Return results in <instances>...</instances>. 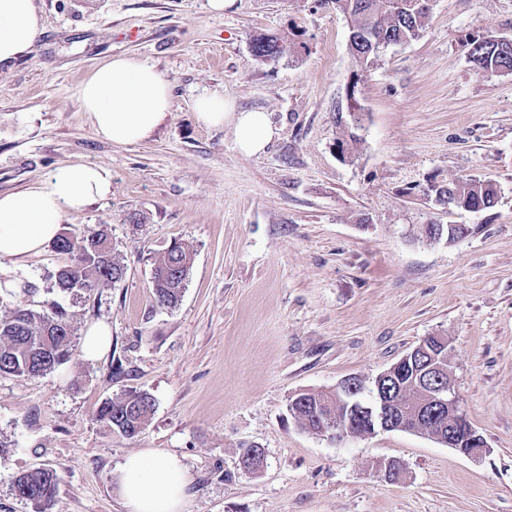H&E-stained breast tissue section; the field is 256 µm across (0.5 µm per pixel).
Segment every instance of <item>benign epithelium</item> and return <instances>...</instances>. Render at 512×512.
<instances>
[{"instance_id":"benign-epithelium-1","label":"benign epithelium","mask_w":512,"mask_h":512,"mask_svg":"<svg viewBox=\"0 0 512 512\" xmlns=\"http://www.w3.org/2000/svg\"><path fill=\"white\" fill-rule=\"evenodd\" d=\"M411 374V383L401 381ZM450 372L448 341L433 336L416 346L398 366L371 380L348 377L323 392L318 434L341 441L346 437L369 436L412 424L415 433H428L426 421L448 415V436L437 440L450 446L463 442L460 399L453 384H441L442 373Z\"/></svg>"}]
</instances>
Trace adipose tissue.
Returning a JSON list of instances; mask_svg holds the SVG:
<instances>
[{"instance_id": "1", "label": "adipose tissue", "mask_w": 512, "mask_h": 512, "mask_svg": "<svg viewBox=\"0 0 512 512\" xmlns=\"http://www.w3.org/2000/svg\"><path fill=\"white\" fill-rule=\"evenodd\" d=\"M39 30L35 0H0V63L29 51ZM81 101L98 136L133 144L166 117L171 87L154 67L120 56L89 74ZM196 111L205 125L231 124L244 154L263 151L273 137L265 112L238 109L223 97L198 98ZM111 192L110 172L84 164L56 167L41 184L0 195V258L20 263L37 255L58 236L66 214ZM187 485L178 461L154 451L131 453L120 466L118 494L128 512H180Z\"/></svg>"}]
</instances>
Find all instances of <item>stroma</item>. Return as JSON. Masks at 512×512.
Here are the masks:
<instances>
[{"label":"stroma","instance_id":"obj_1","mask_svg":"<svg viewBox=\"0 0 512 512\" xmlns=\"http://www.w3.org/2000/svg\"><path fill=\"white\" fill-rule=\"evenodd\" d=\"M35 4L34 46L0 64V194L64 164L110 170L111 195L62 228L78 238L106 225L125 274L75 295L55 284L70 257L54 246L21 269L0 259V280L21 277L26 304L62 312L76 340L98 323L111 334L97 359L0 376V512H35L13 479L38 468L60 478L48 512H126L118 467L144 449L187 471L182 512H512V73H478L465 45L512 36V0H434L421 36L367 69L346 17L319 0H233L220 15L208 0ZM257 33L298 50L261 61ZM122 55L171 86L167 117L136 144L98 137L79 99L91 70ZM205 95L268 112L265 151L243 155L231 126L200 122ZM352 99L355 143L336 122ZM484 178L499 189L486 211L422 193L433 179ZM429 222L472 232L429 242ZM176 243L192 267L166 308L154 262ZM429 336L448 340L482 458L410 431L336 442L295 424V393L375 377ZM131 389L155 409L126 438L96 413ZM251 443L265 452L257 472L239 466Z\"/></svg>","mask_w":512,"mask_h":512}]
</instances>
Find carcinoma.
I'll use <instances>...</instances> for the list:
<instances>
[{"label":"carcinoma","mask_w":512,"mask_h":512,"mask_svg":"<svg viewBox=\"0 0 512 512\" xmlns=\"http://www.w3.org/2000/svg\"><path fill=\"white\" fill-rule=\"evenodd\" d=\"M336 5L349 23L350 49L362 68L370 67L382 46L409 43L417 39L430 10L419 7L420 0H324ZM253 54L262 61L281 58L290 46L275 34H257L251 40ZM470 61L484 76L512 73V42L496 35L472 41ZM434 196L442 203L457 202L483 211L495 206L497 191L489 180H472L461 185L440 182ZM108 233L93 229L81 238L54 241L61 253L71 255V263L60 268L55 284L63 291H91L103 283H116L124 267L114 259ZM190 250L178 243L170 246L154 263L153 291L158 304L172 307L181 297L191 269ZM73 329L60 312H38L18 300L10 316L0 319V374L34 377L50 373L65 363L72 352ZM322 394H308L293 405L300 428L316 432L315 412ZM155 401L144 391L131 390L103 403L99 419L125 437L142 433L154 412ZM14 489L24 500L41 508L54 497L59 477L52 471L36 469L15 477Z\"/></svg>","instance_id":"carcinoma-1"}]
</instances>
